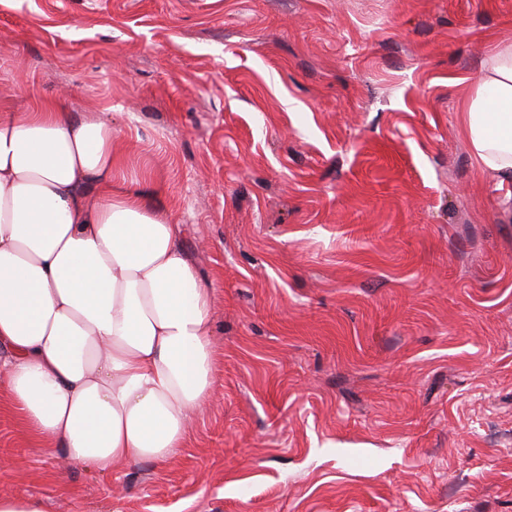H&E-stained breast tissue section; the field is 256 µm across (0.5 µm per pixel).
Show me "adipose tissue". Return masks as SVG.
<instances>
[{
    "instance_id": "adipose-tissue-1",
    "label": "adipose tissue",
    "mask_w": 512,
    "mask_h": 512,
    "mask_svg": "<svg viewBox=\"0 0 512 512\" xmlns=\"http://www.w3.org/2000/svg\"><path fill=\"white\" fill-rule=\"evenodd\" d=\"M512 214V42L458 104ZM112 124L65 100L0 108V385L31 447L111 474L167 464L214 384L212 296L181 227L115 185Z\"/></svg>"
}]
</instances>
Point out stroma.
I'll return each mask as SVG.
<instances>
[{"label":"stroma","instance_id":"35a3bbf8","mask_svg":"<svg viewBox=\"0 0 512 512\" xmlns=\"http://www.w3.org/2000/svg\"><path fill=\"white\" fill-rule=\"evenodd\" d=\"M512 0H0V105L111 119L212 290L214 385L170 464L30 447L45 512H512V219L457 104Z\"/></svg>","mask_w":512,"mask_h":512}]
</instances>
